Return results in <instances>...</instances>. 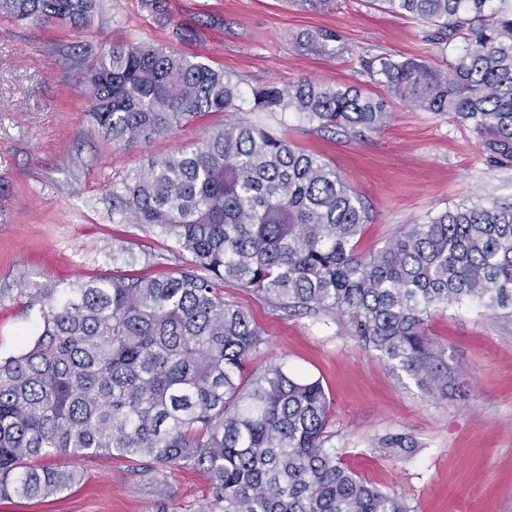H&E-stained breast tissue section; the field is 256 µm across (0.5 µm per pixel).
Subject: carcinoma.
<instances>
[{"instance_id": "obj_1", "label": "carcinoma", "mask_w": 512, "mask_h": 512, "mask_svg": "<svg viewBox=\"0 0 512 512\" xmlns=\"http://www.w3.org/2000/svg\"><path fill=\"white\" fill-rule=\"evenodd\" d=\"M497 5H492V2ZM328 11L337 0H292ZM437 27L463 50L437 68L376 55L363 70L389 96L308 79L252 89L253 112H296L324 129H378L394 98L450 114L489 158L512 166V0H371ZM0 15L36 25L105 22L104 0H0ZM341 35L299 42L333 55ZM104 139L114 146L235 108L241 79L147 42L67 53ZM120 224H153L187 255L167 277L102 276L38 289L41 324L0 361V501H53L83 480L48 457L116 454L152 470L208 476V512H407L327 447L331 400L317 380L270 363L246 370L263 331L219 285L284 310L348 318L390 365L432 392L448 387L431 311L475 300L512 311V205L459 204L358 253L370 208L319 154L239 118L199 142L147 159L112 188ZM378 447H414L402 434Z\"/></svg>"}]
</instances>
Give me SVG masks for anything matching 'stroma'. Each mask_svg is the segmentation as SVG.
Wrapping results in <instances>:
<instances>
[{
  "label": "stroma",
  "instance_id": "obj_1",
  "mask_svg": "<svg viewBox=\"0 0 512 512\" xmlns=\"http://www.w3.org/2000/svg\"><path fill=\"white\" fill-rule=\"evenodd\" d=\"M168 24L141 0H106L104 28L19 24L0 16V360L17 355L41 323L33 297L51 281L100 275L174 273L185 265L172 240L151 224L112 220V187L146 160L196 143L230 117L250 118L320 153L368 200L372 221L358 241L366 254L403 225L460 203L512 204V167L494 166L472 129L447 114L394 100L377 130H320L295 113L255 112L253 87L309 78L383 88L364 56L391 54L447 67L436 29L372 6L339 0L331 12L288 0H166ZM216 23L201 26V19ZM194 29L183 42L172 28ZM338 31L332 56L303 52L297 37ZM122 40L162 44L245 79L233 114H209L127 146L106 143L88 114L80 73L65 62L73 46ZM266 345L260 368L281 363L320 381L331 400L330 444L362 479L400 498L409 512H512V316L478 302L432 311L426 331L448 363V391L432 393L365 346L345 319L287 313L244 288L224 286ZM402 433L414 446L395 454L378 438ZM82 482L44 503H0V512H203L201 470H146L121 456L78 458Z\"/></svg>",
  "mask_w": 512,
  "mask_h": 512
}]
</instances>
